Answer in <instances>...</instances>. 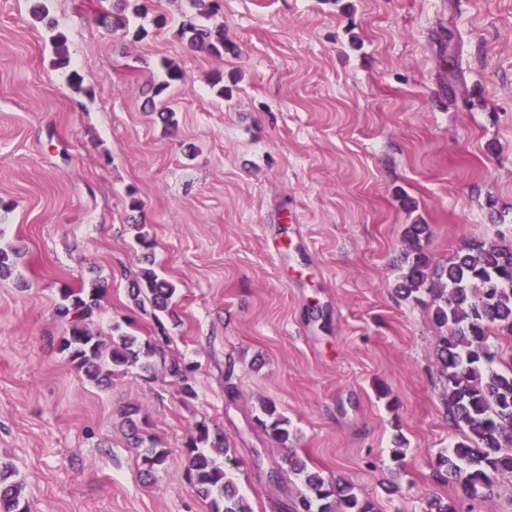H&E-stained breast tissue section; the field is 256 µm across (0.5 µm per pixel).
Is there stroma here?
<instances>
[{"mask_svg": "<svg viewBox=\"0 0 512 512\" xmlns=\"http://www.w3.org/2000/svg\"><path fill=\"white\" fill-rule=\"evenodd\" d=\"M153 3L166 23L143 19L134 42L100 23L111 0H47L46 23L30 0H0V247H22L27 283L0 281V465L29 512H209L184 473L199 421L236 449L254 512L295 490L266 483L256 448L269 466L292 450L376 512L435 496L512 512L511 474L479 497L436 479L462 438L442 330L398 291L415 221L441 264L469 239L512 243V0H222L208 23L238 47L224 56L186 53L189 0ZM52 28L69 67L53 64ZM165 60L184 78L147 106ZM140 232L177 288L174 317L130 294ZM96 275L94 332L129 319L141 339L169 335L152 377L102 388L58 352V290ZM172 358L192 365L196 398L166 375ZM264 400L289 421L287 448L254 422ZM130 404L169 451L149 480Z\"/></svg>", "mask_w": 512, "mask_h": 512, "instance_id": "1", "label": "stroma"}]
</instances>
